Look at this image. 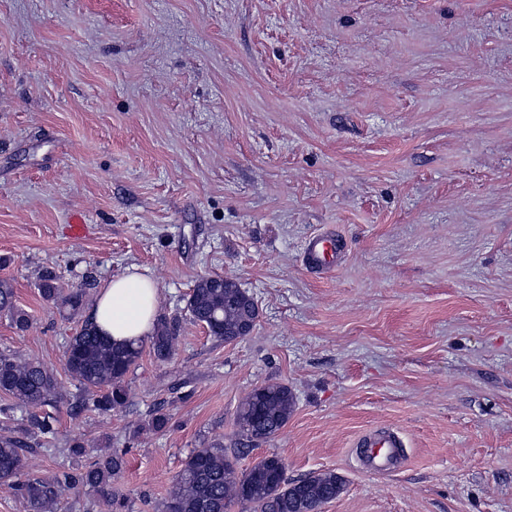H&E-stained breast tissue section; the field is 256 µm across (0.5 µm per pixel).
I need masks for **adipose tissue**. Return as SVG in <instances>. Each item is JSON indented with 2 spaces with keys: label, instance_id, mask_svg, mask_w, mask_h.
<instances>
[{
  "label": "adipose tissue",
  "instance_id": "ef3b65f1",
  "mask_svg": "<svg viewBox=\"0 0 512 512\" xmlns=\"http://www.w3.org/2000/svg\"><path fill=\"white\" fill-rule=\"evenodd\" d=\"M158 310L156 281L130 272L102 286L90 310V320L114 343H136L151 334Z\"/></svg>",
  "mask_w": 512,
  "mask_h": 512
}]
</instances>
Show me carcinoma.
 Returning <instances> with one entry per match:
<instances>
[{
    "label": "carcinoma",
    "instance_id": "obj_1",
    "mask_svg": "<svg viewBox=\"0 0 512 512\" xmlns=\"http://www.w3.org/2000/svg\"><path fill=\"white\" fill-rule=\"evenodd\" d=\"M42 298L77 314L94 279L76 289H66L61 277L44 269L37 277ZM192 322L206 327L210 336L231 343L248 336L256 325L259 310L247 291L232 278L221 275L200 277L186 304ZM0 311L9 314L20 331L30 327V317L14 304V288L0 281ZM180 321L162 318L150 337L149 353L154 360L167 362L177 350ZM143 346L129 343L116 346L101 336L95 326L85 323L67 343V372L101 411H115L131 402L128 376L139 366ZM0 394L11 400L8 410L28 411V422L45 439L56 434L60 400L53 373L39 361L15 352H0ZM296 406L291 389L273 382L254 388L242 400L236 423L247 442H266L284 427ZM34 452L21 437L0 436V489L24 500L29 512H58L64 495L86 488L104 498L110 512H126L125 502L108 496L112 477L124 465L126 448L85 465L53 475H38L28 469L27 455ZM232 449L220 442L194 450L163 502L162 512H229L239 504L248 512H319L343 489V479L332 472L310 474L288 480L283 460L275 455L261 458L249 469L236 473Z\"/></svg>",
    "mask_w": 512,
    "mask_h": 512
}]
</instances>
